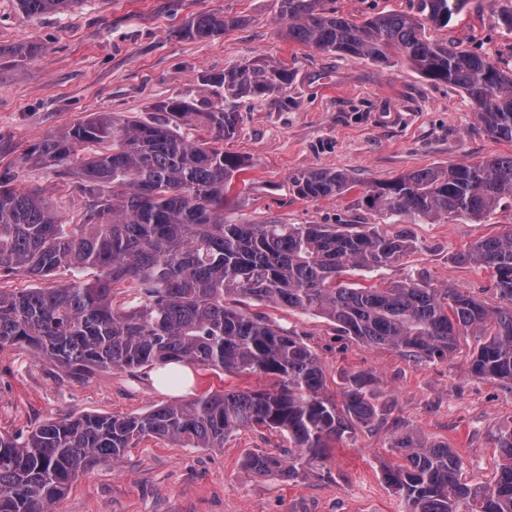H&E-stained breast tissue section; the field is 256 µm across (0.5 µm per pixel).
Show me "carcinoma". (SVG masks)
Masks as SVG:
<instances>
[{"mask_svg":"<svg viewBox=\"0 0 512 512\" xmlns=\"http://www.w3.org/2000/svg\"><path fill=\"white\" fill-rule=\"evenodd\" d=\"M29 17L81 0H16ZM285 36L325 52L384 64L397 54L425 77L462 89L483 129L512 141V73L486 55L440 43L425 23L448 25L457 0H419L420 15L378 14L361 23L325 0H277ZM512 31V2L489 0ZM240 24L201 13L179 29L205 39ZM288 68L255 60L197 75L199 97L159 102L150 120L112 112L46 136L34 161L81 201L65 223L39 189L20 190L0 175V273L73 279L56 288L0 289V349L20 347L82 381L113 369L169 364L274 380L273 388L208 392L126 417L85 414L47 420L26 438L0 435V512H53L76 477L114 464L144 437L192 448H222L254 425L288 433V455L254 452L258 477L296 479L378 415L372 378L349 375L336 400L325 393L319 359L293 331L241 308L250 299L317 314L366 345H388L421 362L446 360L457 337H483L472 376L512 383V226L454 255L494 279L502 304L489 306L463 288H436L410 276L386 287L352 288L339 280L353 266L380 270L412 248L402 231L330 224H236L224 206L247 158L224 150L237 133L232 100L285 91ZM303 199L340 198L352 179L340 169L290 177ZM512 197V155L426 168L370 186L361 203L383 216L436 222L479 219ZM96 271L93 281L82 278ZM133 283L139 301L114 306V290ZM499 463L487 484L462 479L461 458L418 432L394 439L401 463L383 472L405 512H512V426L494 435Z\"/></svg>","mask_w":512,"mask_h":512,"instance_id":"obj_1","label":"carcinoma"}]
</instances>
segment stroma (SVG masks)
<instances>
[{
	"instance_id": "1",
	"label": "stroma",
	"mask_w": 512,
	"mask_h": 512,
	"mask_svg": "<svg viewBox=\"0 0 512 512\" xmlns=\"http://www.w3.org/2000/svg\"><path fill=\"white\" fill-rule=\"evenodd\" d=\"M337 12L363 21L379 12L417 13L418 0H332ZM239 18L238 26L194 40L178 28L196 15ZM432 38L512 62V32L487 0H460L449 23ZM258 58L285 64L292 74L279 95L237 102L238 132L227 151L249 158L225 217L238 224H354L405 230L413 247L380 271L342 275L356 287L384 286L415 273L438 288H463L496 304L488 272L459 265L455 253L512 224V198L482 218L422 223L383 217L359 205L367 186L427 167H447L512 153V142L489 136L474 105L456 86L431 81L394 60L320 52L283 35L276 0H82L73 10L31 18L15 0H0V173L24 189H44L61 220L79 205L48 171L20 164L48 134L93 112L150 119L157 102L198 92L199 72H221ZM340 169L354 188L340 198L302 199L292 174ZM297 331L316 353L328 395L339 396L346 376L373 375L382 413L325 460L295 480L260 478L243 464L247 454L284 453L287 434L255 426L231 434L220 448H183L146 437L118 463H102L73 481L54 512H402L382 479L396 464L394 438L409 431L448 444L463 461V478L489 481L499 457L493 436L512 425V385L468 371L479 339L460 337L448 360L418 363L387 346H367L315 314L262 309ZM193 394L269 386L265 377L227 376L194 367ZM151 368L115 369L83 382L19 348L0 350V434L26 437L36 425L66 415L141 414L182 400L163 393Z\"/></svg>"
}]
</instances>
